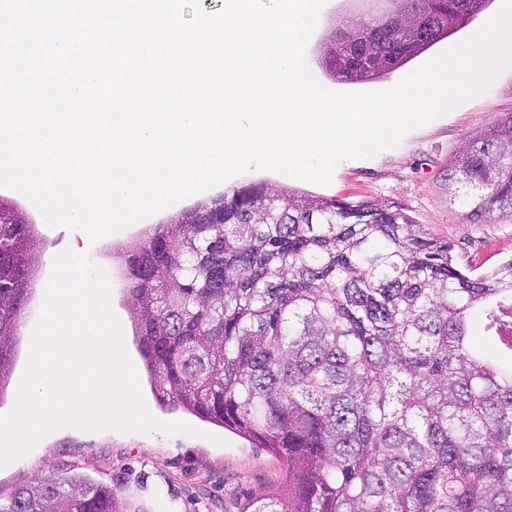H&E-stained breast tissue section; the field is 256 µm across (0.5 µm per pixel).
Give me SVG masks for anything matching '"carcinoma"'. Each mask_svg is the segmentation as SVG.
<instances>
[{"instance_id":"1","label":"carcinoma","mask_w":512,"mask_h":512,"mask_svg":"<svg viewBox=\"0 0 512 512\" xmlns=\"http://www.w3.org/2000/svg\"><path fill=\"white\" fill-rule=\"evenodd\" d=\"M490 0H408L328 36L326 71L383 77ZM432 24L414 35L413 18ZM461 220L512 214V112L443 169ZM40 245L0 197V400ZM138 350L162 406L269 448L276 495L244 512H512V259L477 277L397 203L248 184L158 224L121 253ZM498 350L473 342V314ZM0 512H124L75 475Z\"/></svg>"}]
</instances>
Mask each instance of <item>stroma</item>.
<instances>
[{"label":"stroma","mask_w":512,"mask_h":512,"mask_svg":"<svg viewBox=\"0 0 512 512\" xmlns=\"http://www.w3.org/2000/svg\"><path fill=\"white\" fill-rule=\"evenodd\" d=\"M387 7L386 0H326L305 49L306 63L321 85L339 92L346 89L321 65L326 35L343 18L379 14ZM504 112H512V68L505 69L484 94L408 130L395 148L340 165L330 184L319 185L274 171L253 169L95 242L83 229L49 225L24 194L0 186V195L14 199L36 224L41 240L36 282L24 310L12 384H19L27 363L32 331L52 274L49 257L69 249L85 255L89 262L108 273L112 310L121 323L125 341H132L126 274L117 251L150 226L250 183L262 182L348 202H398L431 236L452 245L457 267L463 274L475 277L498 267L512 258V216H496L486 224L461 223L457 205L450 202L441 187V172L463 137L487 126ZM130 359L151 414L162 421L186 423L193 427V434L89 432L73 427L55 431L29 454L0 468V502H6L16 489L35 479L62 472L111 486L127 512H242L252 497L278 491L286 475L281 458L222 427L181 410L161 407L138 354H131Z\"/></svg>","instance_id":"1"}]
</instances>
